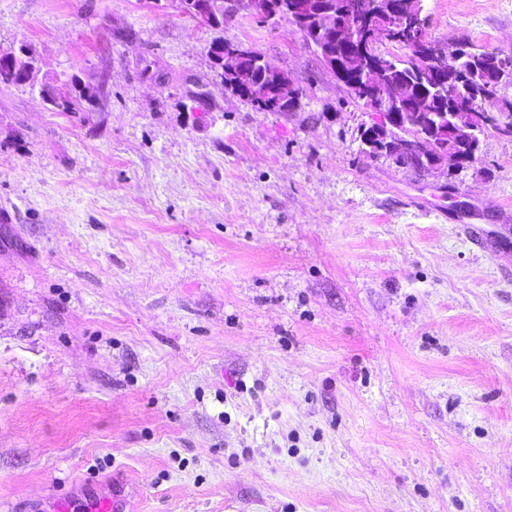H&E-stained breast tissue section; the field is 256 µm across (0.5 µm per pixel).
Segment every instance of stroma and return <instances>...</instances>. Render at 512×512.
I'll list each match as a JSON object with an SVG mask.
<instances>
[{"instance_id": "35a3bbf8", "label": "stroma", "mask_w": 512, "mask_h": 512, "mask_svg": "<svg viewBox=\"0 0 512 512\" xmlns=\"http://www.w3.org/2000/svg\"><path fill=\"white\" fill-rule=\"evenodd\" d=\"M422 4L512 54V0ZM219 35L300 108L225 93ZM22 42L101 93L0 86V512L114 475L131 512H512L511 136L435 174L365 156L370 109L284 19L0 0Z\"/></svg>"}]
</instances>
